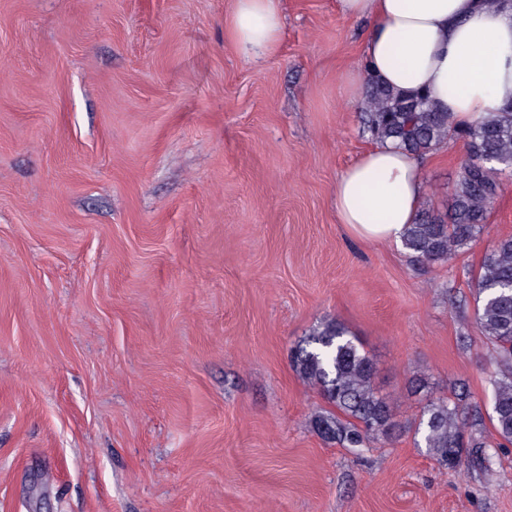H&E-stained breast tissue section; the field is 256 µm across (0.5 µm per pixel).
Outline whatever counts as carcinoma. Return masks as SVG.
Listing matches in <instances>:
<instances>
[{
  "label": "carcinoma",
  "mask_w": 512,
  "mask_h": 512,
  "mask_svg": "<svg viewBox=\"0 0 512 512\" xmlns=\"http://www.w3.org/2000/svg\"><path fill=\"white\" fill-rule=\"evenodd\" d=\"M363 132L379 143H397L423 157L449 138L463 141L451 204L446 216L420 207L403 238L415 262H447L483 232L499 187L512 175V104L504 111L469 125L440 110L425 90L399 92L369 77L360 112ZM475 318L493 346V426L497 447L512 445V237L497 240L486 253L475 283ZM292 366L316 388L333 410L312 420L326 440L344 448L387 443L398 424L386 398L375 387L376 364L336 320H328L297 345ZM422 394L417 431L439 464L454 469L469 448H486L483 418L467 389L454 400L424 393L421 379L411 381Z\"/></svg>",
  "instance_id": "obj_1"
}]
</instances>
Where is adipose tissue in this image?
I'll return each mask as SVG.
<instances>
[{
  "label": "adipose tissue",
  "mask_w": 512,
  "mask_h": 512,
  "mask_svg": "<svg viewBox=\"0 0 512 512\" xmlns=\"http://www.w3.org/2000/svg\"><path fill=\"white\" fill-rule=\"evenodd\" d=\"M280 0H236L230 27L237 49L253 62L276 50L283 31ZM346 17L366 19L363 69L347 71L348 101L368 76L396 90H427L460 124L486 118L512 103V7L480 0H336ZM425 192L416 157L386 143L359 155L337 178L340 223L374 244H402Z\"/></svg>",
  "instance_id": "1"
}]
</instances>
